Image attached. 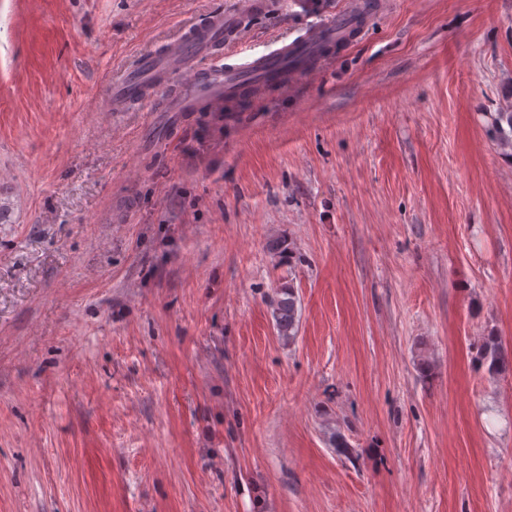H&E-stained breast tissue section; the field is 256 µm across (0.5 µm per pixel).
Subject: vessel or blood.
Masks as SVG:
<instances>
[{
	"instance_id": "b4317fda",
	"label": "vessel or blood",
	"mask_w": 512,
	"mask_h": 512,
	"mask_svg": "<svg viewBox=\"0 0 512 512\" xmlns=\"http://www.w3.org/2000/svg\"><path fill=\"white\" fill-rule=\"evenodd\" d=\"M241 26L240 19L218 12L207 22L186 29L164 53L141 58L129 73L113 81L112 100L120 105L148 98L159 86L170 68L183 73L184 92L198 93L222 106L242 85L260 89L266 84L283 83L289 74L308 71L310 58L318 56L321 46L336 36H349V27L328 25L302 37L287 40L259 56L235 57L231 46ZM209 57V69H201L187 58L188 53Z\"/></svg>"
}]
</instances>
